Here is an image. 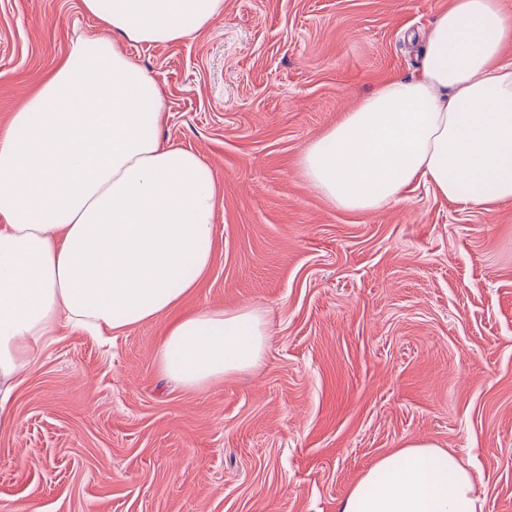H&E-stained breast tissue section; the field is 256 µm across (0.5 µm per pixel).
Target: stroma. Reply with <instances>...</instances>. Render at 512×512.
Instances as JSON below:
<instances>
[{"mask_svg": "<svg viewBox=\"0 0 512 512\" xmlns=\"http://www.w3.org/2000/svg\"><path fill=\"white\" fill-rule=\"evenodd\" d=\"M448 0H224L206 28L125 45L166 143L219 188L213 263L178 307L254 308L251 372L195 391L155 360L162 316L111 341L68 328L0 416V512H339L383 455L431 443L512 512V203L419 185L375 214L305 181L310 140L421 63ZM81 0H0V130L81 37Z\"/></svg>", "mask_w": 512, "mask_h": 512, "instance_id": "1", "label": "stroma"}]
</instances>
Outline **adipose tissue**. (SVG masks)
<instances>
[{
    "label": "adipose tissue",
    "mask_w": 512,
    "mask_h": 512,
    "mask_svg": "<svg viewBox=\"0 0 512 512\" xmlns=\"http://www.w3.org/2000/svg\"><path fill=\"white\" fill-rule=\"evenodd\" d=\"M104 34L79 39L0 131V413L70 326L95 336L166 315L159 371L203 391L253 370L264 314L174 315L213 261L218 188L201 159L163 143L168 114L125 42L176 41L224 0H82ZM512 13L450 0L420 70L362 96L304 148L305 180L333 206L371 213L413 183L483 207L512 202ZM340 512H483L458 456L415 443L378 459Z\"/></svg>",
    "instance_id": "ef3b65f1"
}]
</instances>
